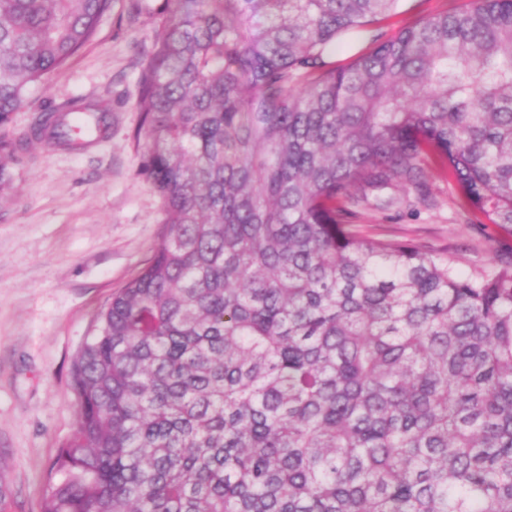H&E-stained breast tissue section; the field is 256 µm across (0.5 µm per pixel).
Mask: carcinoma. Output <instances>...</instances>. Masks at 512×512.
<instances>
[{
	"instance_id": "obj_1",
	"label": "carcinoma",
	"mask_w": 512,
	"mask_h": 512,
	"mask_svg": "<svg viewBox=\"0 0 512 512\" xmlns=\"http://www.w3.org/2000/svg\"><path fill=\"white\" fill-rule=\"evenodd\" d=\"M401 2L128 0L164 230L74 363L41 512H512V259L463 275L343 222L437 166L512 233V0L375 39ZM111 3L0 0V126ZM79 111L107 127L40 126Z\"/></svg>"
}]
</instances>
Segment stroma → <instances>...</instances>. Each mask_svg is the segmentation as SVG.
<instances>
[{"mask_svg":"<svg viewBox=\"0 0 512 512\" xmlns=\"http://www.w3.org/2000/svg\"><path fill=\"white\" fill-rule=\"evenodd\" d=\"M466 0H407L376 29L387 40L419 16ZM113 0L96 38L68 65L31 85L0 138L31 133L49 107L78 100L112 108L103 138L81 149L32 141L5 162L0 183V512H41L51 465L78 424L72 367L113 294L151 259L163 230L161 201L142 174L135 103L147 21L118 22ZM431 203L359 208L354 233L407 241L463 274L489 272L512 256V234L465 211L438 170Z\"/></svg>","mask_w":512,"mask_h":512,"instance_id":"stroma-1","label":"stroma"}]
</instances>
